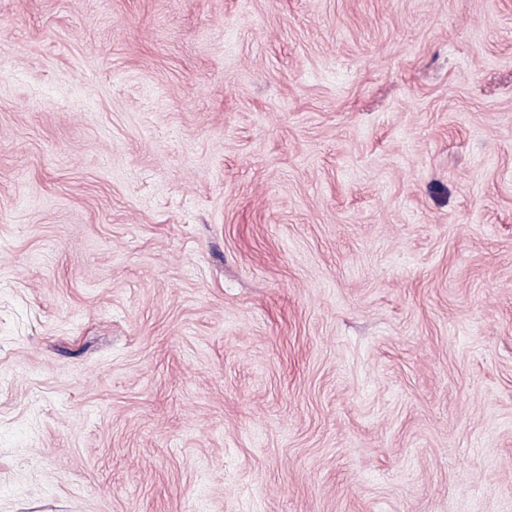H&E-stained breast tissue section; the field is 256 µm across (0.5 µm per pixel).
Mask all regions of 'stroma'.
Instances as JSON below:
<instances>
[{
	"mask_svg": "<svg viewBox=\"0 0 512 512\" xmlns=\"http://www.w3.org/2000/svg\"><path fill=\"white\" fill-rule=\"evenodd\" d=\"M0 512H512V0H0Z\"/></svg>",
	"mask_w": 512,
	"mask_h": 512,
	"instance_id": "obj_1",
	"label": "stroma"
}]
</instances>
